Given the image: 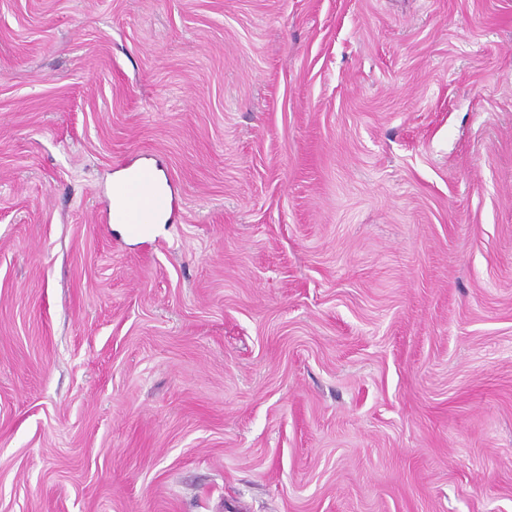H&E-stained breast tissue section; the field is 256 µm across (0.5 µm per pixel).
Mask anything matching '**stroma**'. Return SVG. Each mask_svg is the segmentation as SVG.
Instances as JSON below:
<instances>
[{
  "instance_id": "1",
  "label": "stroma",
  "mask_w": 512,
  "mask_h": 512,
  "mask_svg": "<svg viewBox=\"0 0 512 512\" xmlns=\"http://www.w3.org/2000/svg\"><path fill=\"white\" fill-rule=\"evenodd\" d=\"M0 512H512V0H0ZM155 182V175L148 168L135 170L128 175L112 191V196L121 201V206L114 209L111 203L109 221L128 224L131 232L137 234L155 213L172 211V195L169 198L165 193L153 191Z\"/></svg>"
}]
</instances>
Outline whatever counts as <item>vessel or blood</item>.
Here are the masks:
<instances>
[{
	"instance_id": "vessel-or-blood-1",
	"label": "vessel or blood",
	"mask_w": 512,
	"mask_h": 512,
	"mask_svg": "<svg viewBox=\"0 0 512 512\" xmlns=\"http://www.w3.org/2000/svg\"><path fill=\"white\" fill-rule=\"evenodd\" d=\"M156 182L151 169L141 168L128 175L112 194L121 205L108 211L109 220L128 225L132 233H140L152 215L173 208V200L167 194L154 191Z\"/></svg>"
}]
</instances>
